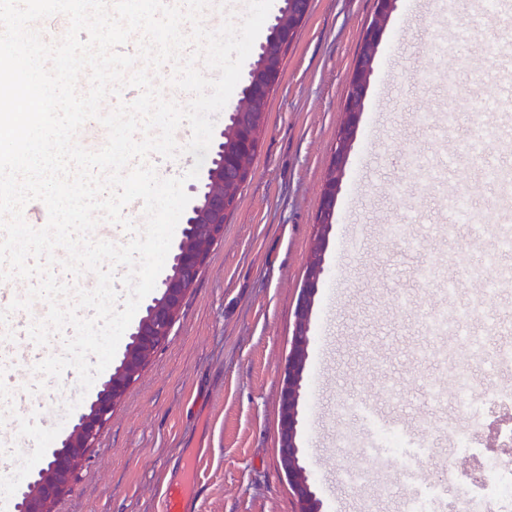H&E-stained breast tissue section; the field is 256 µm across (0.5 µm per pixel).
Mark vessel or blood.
<instances>
[{"instance_id":"b4317fda","label":"vessel or blood","mask_w":512,"mask_h":512,"mask_svg":"<svg viewBox=\"0 0 512 512\" xmlns=\"http://www.w3.org/2000/svg\"><path fill=\"white\" fill-rule=\"evenodd\" d=\"M500 92L492 102L494 112L512 110V52L500 55L498 59ZM418 123L421 127L432 129L439 140H446L449 130L457 123L454 111H446L441 117L428 112L420 113ZM493 134L501 145L512 147V125L499 124L494 127H481L478 136L466 143L461 151L452 158L439 159L415 151L404 152L400 165L416 178L433 179L437 188L443 192V204L452 222H475L480 218L470 197L461 193L446 192L449 182L455 181L462 169L475 168L481 171L485 179L497 189V198L502 210L504 226L498 235L499 251L512 249V166L500 162L498 156L489 154L484 144L485 134ZM498 253H489L485 267H498L496 277L484 275L485 268L470 271L472 280L479 282L484 293L492 294L499 289L512 286V270L499 268ZM46 315L41 303H34L31 311L12 313L8 324L0 325V427L9 428L18 413H26L32 427L43 426L50 416V403L45 394L47 380L36 375L33 367L51 354L61 353V337H53L49 345L41 347L32 342L28 328L35 319ZM472 316L468 308H439L424 323L432 336L463 335ZM31 437L26 433L0 439V463L13 461L19 450L28 447Z\"/></svg>"}]
</instances>
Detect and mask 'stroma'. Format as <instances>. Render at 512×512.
<instances>
[{
    "label": "stroma",
    "instance_id": "obj_1",
    "mask_svg": "<svg viewBox=\"0 0 512 512\" xmlns=\"http://www.w3.org/2000/svg\"><path fill=\"white\" fill-rule=\"evenodd\" d=\"M448 4L455 17L448 37L458 42L450 57L431 46L438 25L428 5L416 10L411 0H398L373 62L337 199L310 322L300 428L322 512H403L412 491L403 478L408 459L399 454L390 455L389 470H370L362 489L345 482L364 433L377 422L339 414L341 401L374 403L385 421L424 437L425 477L439 481L447 463L466 473L471 459L441 437L433 421L447 418L467 437L474 426L455 401L436 410L427 382L449 386L456 376H469L471 393L480 400L512 390V362L500 358L512 350V335L481 322L489 311L512 323V288L480 296L455 262L464 254L479 266L495 250V188L476 172L452 184V191L474 198L483 220L456 225L448 235L438 200L396 161L411 148L427 154L436 149L431 133L416 128L417 113L459 111L448 136L453 149L466 143L496 96L488 75L502 45L492 13H478L473 0ZM374 10V0H312L269 98L259 152L223 237L212 246L168 340L101 429L54 512H164L166 492L181 483L190 455L202 458L191 492L194 512H295L278 458L279 379L349 77ZM425 69L449 74L455 96L420 84L416 74ZM411 212L418 215L406 224L408 237L419 241L415 251L381 231ZM434 263L446 265L455 280L451 296L419 279V269ZM402 294L409 301L404 310ZM443 303L474 308L471 331L482 346L476 356L463 338H448L444 369L420 354L430 341L422 319ZM109 377L101 372L84 392L70 368L48 384L50 422L33 432L35 447L13 469V481L0 483V495H13L18 480L52 454L72 421L65 404L89 405ZM389 378L396 395L388 401L381 387Z\"/></svg>",
    "mask_w": 512,
    "mask_h": 512
}]
</instances>
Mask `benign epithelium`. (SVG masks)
<instances>
[{
	"label": "benign epithelium",
	"mask_w": 512,
	"mask_h": 512,
	"mask_svg": "<svg viewBox=\"0 0 512 512\" xmlns=\"http://www.w3.org/2000/svg\"><path fill=\"white\" fill-rule=\"evenodd\" d=\"M396 4L397 0H375V19L365 29L358 48L357 63L344 101V121L329 165V181L322 193L315 243L306 259V276L295 310L291 349L280 386L279 462L295 497L296 512H321V503L312 491L306 468L301 463L297 440L310 320L318 285L325 272V249L347 159L357 139L374 56ZM294 38V31L274 20V26L270 27L268 36L258 47L260 68L266 73V83L258 85L251 82L242 86L243 97L257 101L268 99L269 91L281 80L285 50ZM234 141L236 149L232 153L224 151V141L215 144L206 179L191 186L198 195V201L184 215V236L173 250L172 273L161 283V297L146 307L145 315L129 334L122 366L103 384L54 449L51 467L29 474L17 488L14 512H53L55 502L70 490L75 473L88 460L101 428L169 337L183 301L208 259L210 245L224 234V214L237 205L238 197L232 195V187L242 183L249 171V162L257 152L253 124L248 121L238 124L234 128Z\"/></svg>",
	"instance_id": "benign-epithelium-1"
}]
</instances>
